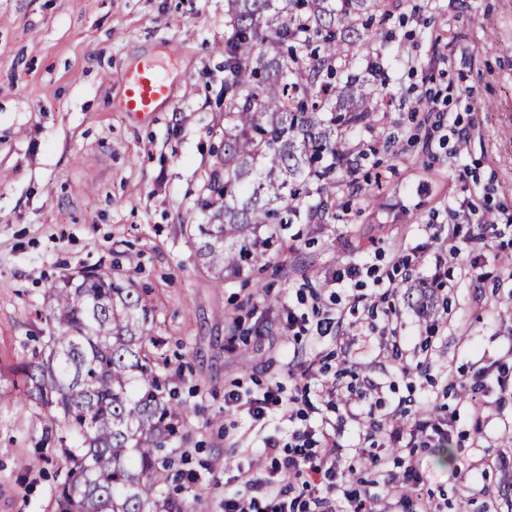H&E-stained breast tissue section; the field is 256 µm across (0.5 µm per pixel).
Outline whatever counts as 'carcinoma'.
Segmentation results:
<instances>
[{
  "instance_id": "1",
  "label": "carcinoma",
  "mask_w": 512,
  "mask_h": 512,
  "mask_svg": "<svg viewBox=\"0 0 512 512\" xmlns=\"http://www.w3.org/2000/svg\"><path fill=\"white\" fill-rule=\"evenodd\" d=\"M225 46L224 156L199 201L198 256L215 285L263 267L275 227L292 223L317 183V211L356 181L358 161L379 152L358 132L379 111L369 79L352 68L377 55L385 0H229ZM54 322L37 360L24 366L27 400L68 462L57 512H147L174 501L179 476L167 451L187 412L165 398L151 365L153 310L132 282L87 274L50 289Z\"/></svg>"
}]
</instances>
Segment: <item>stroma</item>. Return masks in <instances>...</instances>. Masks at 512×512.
<instances>
[{
	"mask_svg": "<svg viewBox=\"0 0 512 512\" xmlns=\"http://www.w3.org/2000/svg\"><path fill=\"white\" fill-rule=\"evenodd\" d=\"M226 11L227 0H0V512H56L66 461L44 438L21 367L50 333L49 288L93 272L132 279L153 309L160 370L188 411L189 439L173 455L195 478L181 491L195 512H221L225 481L257 468L263 440L277 435L225 405V392L293 391L289 351L326 360L339 390L315 404L343 431L350 479L373 484V512L386 503L378 477L405 469L406 449L382 434L399 416L410 426L442 418L449 432L417 449L423 480L397 512H418L429 496L443 512L463 500L468 512H512V395L480 430L460 393L498 359L512 368V237L448 208L466 197L497 225L512 219V0H398L379 34L393 96L363 134L389 141L378 183L344 186L322 217L318 194H307L281 232L283 253L219 288L186 227L207 221L197 201L224 148ZM146 57L171 80L172 101L118 111L120 71ZM440 89L464 143L441 139L414 111ZM457 224L473 249L448 265L445 306L418 314L416 286ZM348 264L393 272L407 287L389 304L367 286L374 312L289 338L288 314L309 312L311 292L339 314L349 292L332 279ZM394 331L399 358L385 346ZM347 361L376 386L374 421L346 419ZM406 398L426 412L401 416Z\"/></svg>",
	"mask_w": 512,
	"mask_h": 512,
	"instance_id": "obj_1",
	"label": "stroma"
}]
</instances>
